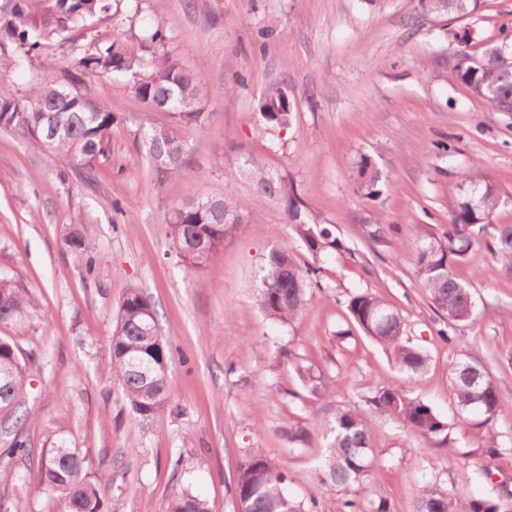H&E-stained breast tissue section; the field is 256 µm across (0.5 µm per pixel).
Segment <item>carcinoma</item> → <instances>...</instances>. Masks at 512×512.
Masks as SVG:
<instances>
[{
    "instance_id": "obj_1",
    "label": "carcinoma",
    "mask_w": 512,
    "mask_h": 512,
    "mask_svg": "<svg viewBox=\"0 0 512 512\" xmlns=\"http://www.w3.org/2000/svg\"><path fill=\"white\" fill-rule=\"evenodd\" d=\"M421 7L452 19L471 17L484 0H420ZM121 15V0H11L10 10L0 16V54L9 55L20 66L29 64L37 51L50 43H65L74 29L84 27L98 16ZM106 41L92 42L79 59L77 71L62 76L45 73L40 81L21 94L0 91V129L10 130L38 149L56 154L71 167L85 169L93 177L95 164L109 157L112 130L119 116L104 102L71 94V85L82 82L88 71L124 77L135 105L162 111L171 117L167 137L155 138L146 132L142 141L156 168L165 174L180 175L189 165L187 132L202 125L206 77L181 64L169 50L166 29L159 23L146 30L124 28ZM453 70L457 80L474 96L491 104L512 100V22L502 25L499 37L469 50L461 45ZM259 113L267 125L288 128L294 118L287 90L276 87L266 94ZM224 177L248 178L255 199L275 201L282 208L285 223L300 245L315 259L333 254L355 261L362 257L351 244L336 235V226L321 218L303 202L292 176L275 171L260 160L241 153L224 166ZM379 173L372 159H361L357 171V191L373 199L380 193ZM501 196L488 177L465 172L448 191V223L441 231L430 224L410 225L414 246V268L431 307L444 323L438 330L448 346V380L456 423L485 427L484 442L461 453L476 482H492V472L482 460L512 452L492 430L497 417L512 409L476 352L475 343L461 335L462 327L477 317L474 285L455 277L454 266L464 262L469 252L485 244L512 277V224H496L494 217ZM252 202L234 197L198 198L175 204L165 234L176 255L190 268H198L195 248L213 252L236 225L224 222V215L247 218ZM64 245L84 259L83 279L95 277L101 262L94 244L77 227L63 239ZM320 268L299 267L292 251L284 246L269 252L262 287L256 302L262 314L281 324H289L306 312L313 294L323 289ZM34 303V296L13 276L0 272V323L22 316ZM349 324L359 329L389 353L400 373L416 383L432 365L429 352L405 338L404 321L383 297L358 291L348 296ZM170 351L160 336L154 303L138 288L123 294L110 337V366L119 381L131 412L140 423L161 422L177 412L169 380ZM278 360L288 364L309 393L324 396L328 385L324 374L316 373L306 358L284 347ZM26 362L20 349L0 339V434L10 438L5 455L27 463L24 473L0 470L28 485L34 495L57 499L64 512H105V492L112 486V474L94 477L85 473V458L61 442L34 454L20 426L30 419L21 410L25 396ZM388 418L409 434L427 440L437 450H448V423L429 405L408 397L390 384H369L357 401L336 406L325 424L332 439L330 461L316 472L319 493L336 498V512H393L390 500L364 483L372 464V426L376 419ZM288 441L302 445L310 438L301 423L287 424ZM289 477L261 448H248L237 467L234 498L237 512H306L286 486ZM458 490L444 489L438 479L419 485L414 512H456ZM512 496L504 484L492 492L469 494L468 512H499V500ZM167 512H209L207 502L185 488L168 498Z\"/></svg>"
}]
</instances>
